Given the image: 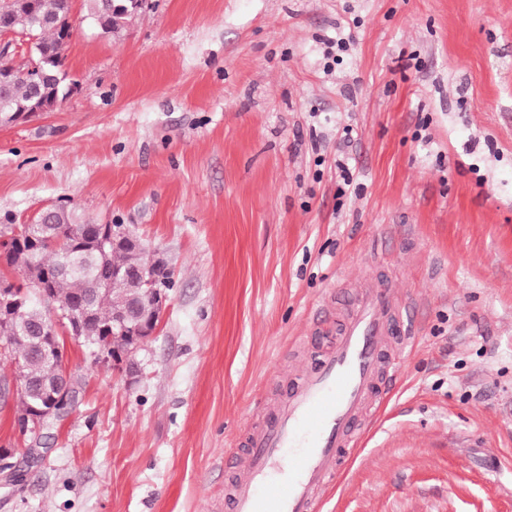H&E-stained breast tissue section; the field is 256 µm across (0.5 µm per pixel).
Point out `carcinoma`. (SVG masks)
<instances>
[{"label":"carcinoma","instance_id":"1","mask_svg":"<svg viewBox=\"0 0 512 512\" xmlns=\"http://www.w3.org/2000/svg\"><path fill=\"white\" fill-rule=\"evenodd\" d=\"M88 10L94 20L116 31L137 14L133 0H89ZM62 15L61 0H34L31 10L18 12L16 29L30 35L34 59L40 63L47 75V86L51 92L63 96L67 91V74L62 70V60L56 56L44 57L41 48L64 50L62 35L54 20ZM30 92L23 81L14 82L6 91H0V117L24 108L29 103ZM84 223L76 210L67 209L54 214H38L29 224V233L39 237L45 233L71 239L67 249L50 243L29 254L15 252L8 256V263L28 279L40 276L43 270L65 267L68 272L54 281L59 306L66 301L86 298L93 303L94 317L84 329L83 342L97 348L104 344L107 336L102 329L112 325V318L120 314L124 297L135 292L132 284L112 277V272L122 271L137 261L149 265L148 256L133 258L127 251L113 248L107 243L80 238L77 225ZM52 306L38 301L30 302L20 317L0 328V341L8 344L9 353L18 365L17 384L22 388L19 397V416L23 419L29 407L47 398L58 378L55 356L43 353L47 341L37 336L33 328L40 323H51Z\"/></svg>","mask_w":512,"mask_h":512}]
</instances>
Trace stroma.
I'll use <instances>...</instances> for the list:
<instances>
[{"label": "stroma", "instance_id": "35a3bbf8", "mask_svg": "<svg viewBox=\"0 0 512 512\" xmlns=\"http://www.w3.org/2000/svg\"><path fill=\"white\" fill-rule=\"evenodd\" d=\"M55 111L0 123V231L56 203L174 272L136 382L80 405L0 512H227L250 434L382 285L421 342L320 512H512V0H73ZM350 36L346 48L334 41ZM351 139H344V130ZM352 184H344L340 164ZM88 10L95 21H102L110 31L122 28L138 11L133 0H89Z\"/></svg>", "mask_w": 512, "mask_h": 512}]
</instances>
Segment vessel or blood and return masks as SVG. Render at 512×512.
Wrapping results in <instances>:
<instances>
[{
  "mask_svg": "<svg viewBox=\"0 0 512 512\" xmlns=\"http://www.w3.org/2000/svg\"><path fill=\"white\" fill-rule=\"evenodd\" d=\"M399 309L383 288L359 290L336 330V343L317 367L292 381L248 442L230 512H319L326 488L344 483L375 414L372 395L392 392L399 360L418 333L403 329L400 346L387 351Z\"/></svg>",
  "mask_w": 512,
  "mask_h": 512,
  "instance_id": "b4317fda",
  "label": "vessel or blood"
}]
</instances>
